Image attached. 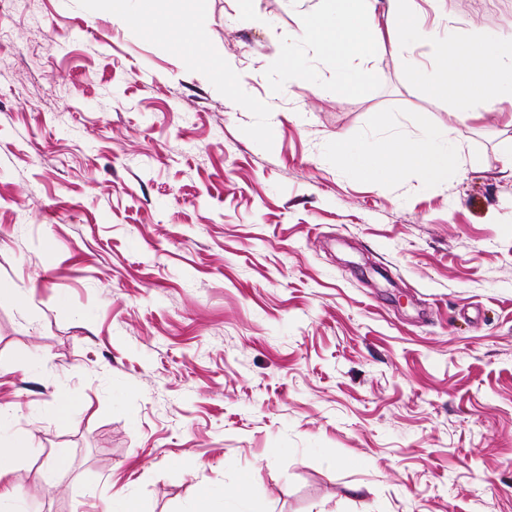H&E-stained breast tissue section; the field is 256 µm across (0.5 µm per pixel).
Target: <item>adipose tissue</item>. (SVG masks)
Here are the masks:
<instances>
[{
	"label": "adipose tissue",
	"instance_id": "ef3b65f1",
	"mask_svg": "<svg viewBox=\"0 0 512 512\" xmlns=\"http://www.w3.org/2000/svg\"><path fill=\"white\" fill-rule=\"evenodd\" d=\"M98 14L127 23L149 34L173 36L178 44L194 49L196 65H207L210 52L205 36L194 25L192 0H93ZM307 38L315 40L336 59V90L349 96L364 93L369 73L353 69L352 58L372 60L382 34L374 20L372 0H315L308 10ZM434 90L449 87L465 99L483 100L498 107L512 125V45L489 43L472 35L468 44L446 53L442 72L431 82ZM337 162L351 170L378 172L395 180L409 169L426 184L446 182L458 174L456 153L434 135L418 142L391 136L362 150H352L346 140L336 142Z\"/></svg>",
	"mask_w": 512,
	"mask_h": 512
}]
</instances>
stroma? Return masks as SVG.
Here are the masks:
<instances>
[{
    "label": "stroma",
    "instance_id": "1",
    "mask_svg": "<svg viewBox=\"0 0 512 512\" xmlns=\"http://www.w3.org/2000/svg\"><path fill=\"white\" fill-rule=\"evenodd\" d=\"M197 6L206 69L92 0H0V443L29 444L20 512H105L121 491L192 512L202 487L223 512H512V127L409 79L448 33L512 40V0H442L357 97L303 39L306 5ZM433 131L458 148L445 184L332 156Z\"/></svg>",
    "mask_w": 512,
    "mask_h": 512
}]
</instances>
